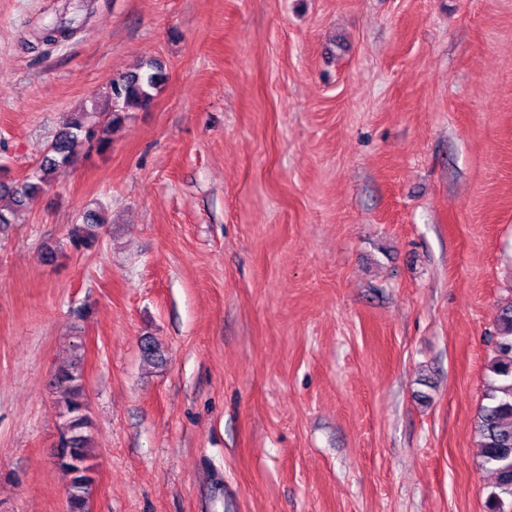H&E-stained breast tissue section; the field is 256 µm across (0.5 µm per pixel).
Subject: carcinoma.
Returning <instances> with one entry per match:
<instances>
[{"label": "carcinoma", "mask_w": 512, "mask_h": 512, "mask_svg": "<svg viewBox=\"0 0 512 512\" xmlns=\"http://www.w3.org/2000/svg\"><path fill=\"white\" fill-rule=\"evenodd\" d=\"M168 79L165 68L148 60L136 72L120 75L112 80L103 95L102 124L88 126L74 117L63 124L48 154L43 158L36 180L29 178L12 186L0 184V192L12 196L16 206L51 186L54 174L73 162L74 143L83 138L99 152L111 147L109 129L120 125L125 110L130 107H148L153 92ZM103 224L100 215L89 211L82 216V224L70 231L69 243L78 251H87L97 242L95 229ZM493 345L489 371L496 376L494 384L485 393L487 404L479 408L477 428L480 435L481 454L495 475L494 490L489 495L490 512H503V497L512 498V303L502 309L494 334L488 337ZM144 358L154 365L163 363V351L158 343L147 338L141 345ZM83 373L79 363L59 371L54 379L58 394L60 417L63 418L58 442V466L69 476L67 487V512H89V502L94 492L92 471L91 421L83 393Z\"/></svg>", "instance_id": "obj_1"}]
</instances>
